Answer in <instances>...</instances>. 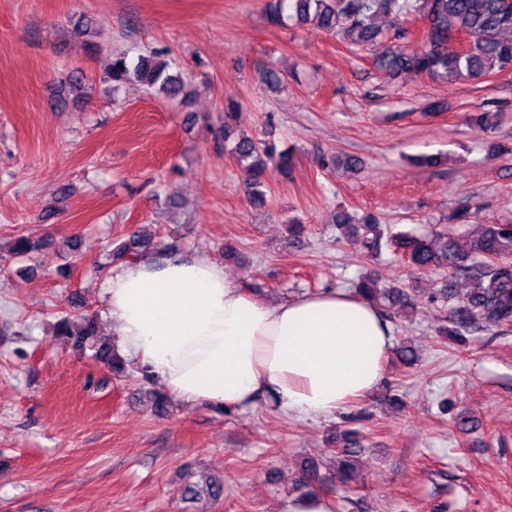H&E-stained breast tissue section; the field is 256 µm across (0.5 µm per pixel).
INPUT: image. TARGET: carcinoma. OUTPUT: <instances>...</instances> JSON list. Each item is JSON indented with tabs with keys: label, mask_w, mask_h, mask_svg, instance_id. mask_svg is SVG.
I'll list each match as a JSON object with an SVG mask.
<instances>
[{
	"label": "carcinoma",
	"mask_w": 512,
	"mask_h": 512,
	"mask_svg": "<svg viewBox=\"0 0 512 512\" xmlns=\"http://www.w3.org/2000/svg\"><path fill=\"white\" fill-rule=\"evenodd\" d=\"M389 19L388 27L378 19ZM267 22L284 28L316 23L332 35L356 46L375 47L376 69L392 77L425 76L443 83L462 80L479 81L492 75L512 73V0H270ZM462 28L472 35L464 51L448 45V32ZM420 44L410 50L406 43ZM108 78L112 89L127 83H139L152 94L185 102L188 93L180 72L167 60L141 55L135 59L122 52L112 54ZM242 121L238 102L224 105V139L235 140L230 154L245 175L250 203H266L268 177L288 174L291 157L268 147L248 135H235ZM360 160L340 157L328 151L317 158L322 171H334L339 165L354 168ZM332 224L337 237L359 239L365 249L378 255L390 247L416 270L452 269L470 280V288L449 315V336H459L468 329L483 326H512V224H484L478 238L467 250L461 248L459 235L448 230L417 234L410 231H387L372 213L358 215L345 208L334 212ZM36 249L26 237H17L8 247L11 255L26 262ZM171 246L154 235L129 234L109 251L112 261L135 260L142 256H166ZM354 292L372 302L382 312L394 305H409L410 294L398 286L382 283L366 275L354 285ZM67 316L58 318L55 335L75 348H91L94 357L108 365L116 376L125 375V361L115 352L108 339L99 335L97 318L84 315L79 329ZM362 448L359 441L347 437L343 448L329 456L347 482L358 476L355 458ZM327 478L317 471L310 459L302 466L299 485L307 488L306 496L316 494Z\"/></svg>",
	"instance_id": "carcinoma-1"
}]
</instances>
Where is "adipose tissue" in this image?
Listing matches in <instances>:
<instances>
[{
    "label": "adipose tissue",
    "instance_id": "adipose-tissue-1",
    "mask_svg": "<svg viewBox=\"0 0 512 512\" xmlns=\"http://www.w3.org/2000/svg\"><path fill=\"white\" fill-rule=\"evenodd\" d=\"M101 289L120 352L190 404L244 409L269 391L284 412L325 418L372 391L391 348L379 310L359 296L271 305L205 256L123 263Z\"/></svg>",
    "mask_w": 512,
    "mask_h": 512
}]
</instances>
